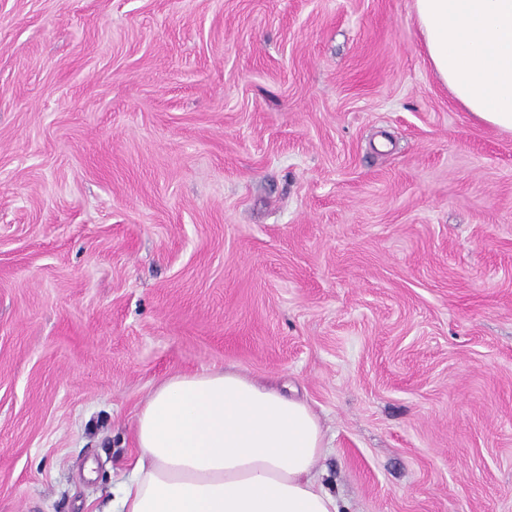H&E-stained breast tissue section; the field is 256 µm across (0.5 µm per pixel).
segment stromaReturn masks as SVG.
<instances>
[{
    "label": "stroma",
    "mask_w": 512,
    "mask_h": 512,
    "mask_svg": "<svg viewBox=\"0 0 512 512\" xmlns=\"http://www.w3.org/2000/svg\"><path fill=\"white\" fill-rule=\"evenodd\" d=\"M224 369L345 512H512V134L413 0H0V512H110Z\"/></svg>",
    "instance_id": "stroma-1"
}]
</instances>
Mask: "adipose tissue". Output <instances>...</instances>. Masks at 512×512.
Returning a JSON list of instances; mask_svg holds the SVG:
<instances>
[{"instance_id": "adipose-tissue-1", "label": "adipose tissue", "mask_w": 512, "mask_h": 512, "mask_svg": "<svg viewBox=\"0 0 512 512\" xmlns=\"http://www.w3.org/2000/svg\"><path fill=\"white\" fill-rule=\"evenodd\" d=\"M426 52L461 107L512 134V0H414ZM112 512H342L316 471L326 434L302 401L232 371L162 381L135 420Z\"/></svg>"}]
</instances>
